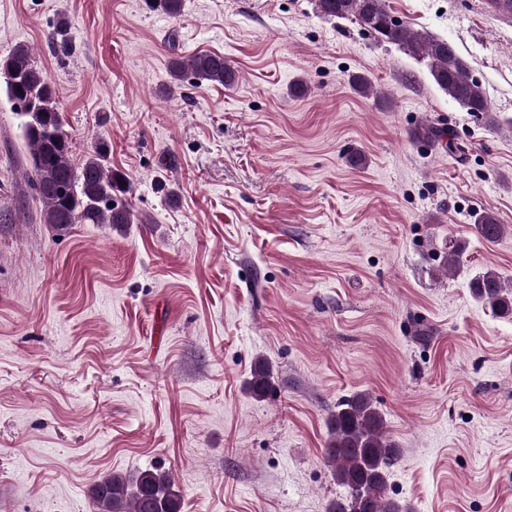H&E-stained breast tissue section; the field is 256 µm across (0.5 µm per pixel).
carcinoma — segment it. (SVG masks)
I'll return each instance as SVG.
<instances>
[{"mask_svg":"<svg viewBox=\"0 0 512 512\" xmlns=\"http://www.w3.org/2000/svg\"><path fill=\"white\" fill-rule=\"evenodd\" d=\"M150 6L176 17L183 0H148ZM315 12L329 20H351L374 38L426 62L435 85L459 106L476 115L490 112L481 84L469 75V65L448 40L428 31H414L396 19L384 0H313ZM169 74L176 83L191 75L200 82L232 86L236 73L221 54L199 52L174 58ZM0 75L11 102L31 109L21 115L23 136L30 149L31 180L42 206L45 223L57 230L72 224H133L135 217L126 195L129 180L112 170L110 149L101 143L81 167L70 159V138L57 107L56 91L46 71L32 59L25 46L0 56ZM417 139L437 144L464 160V149L452 132L434 123L422 124ZM478 233L487 241L504 235L505 226L484 212L476 216ZM474 300L500 317H512V286L498 273L486 270L469 281ZM273 369L264 358L255 361L248 390L256 398L272 389ZM399 448L389 439L382 415L371 397L357 393L336 406L329 419V438L324 459L343 496L327 504L325 512H406L389 497L387 477L397 462ZM90 496L96 512H180L181 498L171 476L155 467L132 475L113 474L95 483Z\"/></svg>","mask_w":512,"mask_h":512,"instance_id":"obj_1","label":"carcinoma"}]
</instances>
